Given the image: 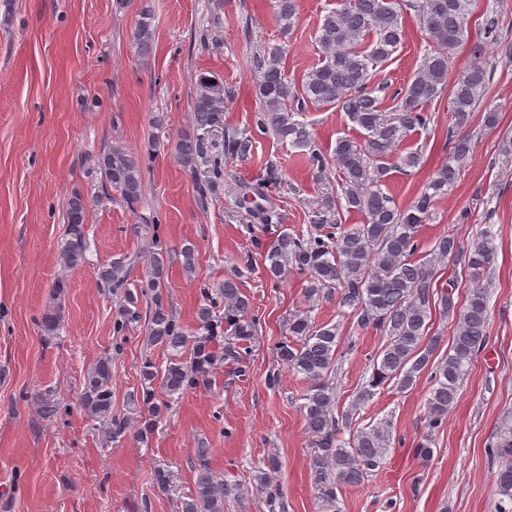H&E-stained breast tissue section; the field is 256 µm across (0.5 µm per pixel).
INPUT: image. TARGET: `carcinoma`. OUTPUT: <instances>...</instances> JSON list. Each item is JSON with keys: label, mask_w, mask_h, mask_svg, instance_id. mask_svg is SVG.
Returning <instances> with one entry per match:
<instances>
[{"label": "carcinoma", "mask_w": 512, "mask_h": 512, "mask_svg": "<svg viewBox=\"0 0 512 512\" xmlns=\"http://www.w3.org/2000/svg\"><path fill=\"white\" fill-rule=\"evenodd\" d=\"M473 0H338V8L324 14L316 29L315 41L322 59L308 69L298 83L287 80L282 69V49L269 47L253 57L259 75L260 110L256 126L289 142L307 159L317 177L329 171L334 162L341 180L342 199L348 212L363 217L360 224H329L318 215L308 236L283 232L269 245L268 274L277 279L296 269L307 275L304 296L310 302L340 295V305L350 309L361 329H375L386 336V344L373 361L372 374L361 390L364 402L374 390L393 384L401 393L413 389L421 374L432 371V385L426 399L428 432L414 448L423 460L432 453V431L441 427L459 396L464 378L475 356L489 342L488 291L477 284L490 273L495 248L491 231L485 230L469 251L463 252L455 237L437 238L433 258L419 262L418 235L431 220L436 199L448 194L457 182L470 153V138L454 135L448 158L435 170L413 203L397 205L384 187L392 171L414 169L423 163L418 152H403L401 145L408 132L428 127L431 117L423 111L428 104L448 97V111L457 126H464L480 104L489 76L482 55L484 41L500 36L497 15H485L471 55L474 61L454 81H449L450 50L468 40ZM298 0H274V16L283 35H289L298 22ZM414 18L426 34L428 48L417 72L400 92L395 104L383 106L388 83L375 81L376 68L391 59L405 39V21ZM137 55L145 60L154 49L151 0H141L138 19L132 31ZM230 92L216 78L200 77L191 100L193 130L184 132L174 151L180 165L196 172L206 158L208 146L204 131L224 119V100ZM336 108L346 113L357 127L358 138L336 139L333 160L317 148L308 124L300 119L310 109ZM253 141L234 130L224 132V158L247 159ZM106 185L122 200L133 203L141 195L140 162L137 156L119 145L111 146L96 161ZM70 237L65 255L71 261L85 252L82 231L86 221L83 197L72 196L67 204ZM460 264L476 281L465 301L459 305L453 292L436 288L439 262ZM163 257L153 258L145 284L140 289L150 298L145 312L126 309L129 321L145 319L148 341L176 351L188 340L183 326L166 308L161 295ZM242 273L224 279L208 305L198 311L200 329L206 334L193 337L195 366L169 362L159 373L150 362L144 363L142 376L148 383L158 382L168 395L194 388L198 375L217 362L211 347L214 334L213 309L224 305L223 360L237 363L247 353V342L256 334V323L248 317L250 300L238 286ZM440 306L445 315L458 314V322L448 353L436 358L439 338L428 335L431 310ZM288 335L278 344L280 361L302 374L308 382L303 394L307 433L314 447L311 464L324 480L322 498L336 508V484L358 486L386 462L391 447V422L380 421L360 428L349 439L342 430L350 427L349 417H336V387L331 374L336 367L340 343L336 325L318 326L310 310L295 313L288 322ZM84 394L99 412L112 408L111 361L98 362L87 373ZM499 466L496 472L498 499L494 512H512V420H505L496 447ZM194 462V491L182 502V512H224V499L241 496L238 484H229L224 475L212 469L210 449L198 448ZM266 470L257 476L266 490L268 512H288V502L279 488L270 484L280 467L279 455L264 461Z\"/></svg>", "instance_id": "cac0c4a2"}]
</instances>
